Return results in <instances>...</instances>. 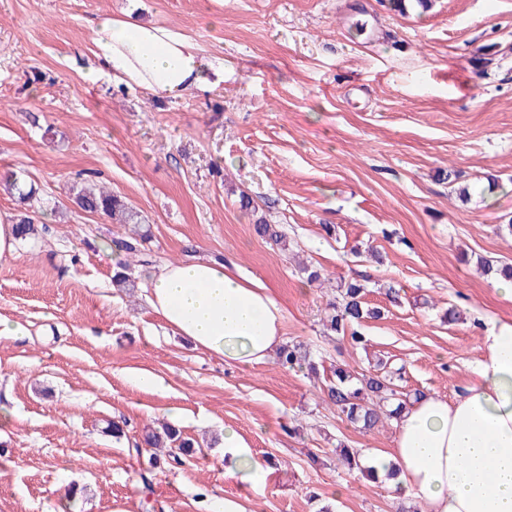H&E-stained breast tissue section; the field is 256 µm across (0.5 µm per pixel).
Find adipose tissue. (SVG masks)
Instances as JSON below:
<instances>
[{
  "mask_svg": "<svg viewBox=\"0 0 512 512\" xmlns=\"http://www.w3.org/2000/svg\"><path fill=\"white\" fill-rule=\"evenodd\" d=\"M97 65L160 96L224 85V66L207 60L184 35L132 17L91 23ZM148 300L192 349L238 367L265 362L285 342L284 313L258 280L230 264L199 257L167 261L148 274ZM474 381L454 400L421 397L394 421L391 450L370 452L378 476L395 471L393 491L423 512H512V322L495 321L481 338ZM224 475L258 487L272 471L233 429L224 431Z\"/></svg>",
  "mask_w": 512,
  "mask_h": 512,
  "instance_id": "1",
  "label": "adipose tissue"
}]
</instances>
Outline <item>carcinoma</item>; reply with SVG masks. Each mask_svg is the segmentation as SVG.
Here are the masks:
<instances>
[{
  "instance_id": "obj_1",
  "label": "carcinoma",
  "mask_w": 512,
  "mask_h": 512,
  "mask_svg": "<svg viewBox=\"0 0 512 512\" xmlns=\"http://www.w3.org/2000/svg\"><path fill=\"white\" fill-rule=\"evenodd\" d=\"M73 202L84 212L105 214L115 224L130 226L128 236L116 241V245L128 254L141 251L146 238L141 216L120 196L103 188L85 187L74 192ZM254 230L257 235L271 240L281 250L290 248L285 235L262 218L256 220ZM16 232L21 241L31 240L38 235L36 225L26 214L18 218ZM337 293L336 300L329 303L324 312L323 323L331 332L348 338L352 346L366 347L368 339L360 328L366 319L380 317L381 311L365 305L364 287L356 280L339 284ZM278 355L280 365L285 369L305 370L310 378L319 375L318 362L302 344L288 343L280 349ZM322 390L326 401L336 406L347 421L365 431L383 426L384 421L394 417L407 405L406 395L395 384L394 373L387 370V364L382 361L368 374L355 373L336 366L331 374L324 377ZM144 441L152 448L170 449L173 459L178 462L194 453L192 440L170 424H164L161 429L146 434ZM338 456L349 472L370 476V472L361 467L360 449L343 446L339 449Z\"/></svg>"
}]
</instances>
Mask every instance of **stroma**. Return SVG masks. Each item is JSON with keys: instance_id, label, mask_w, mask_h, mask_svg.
Instances as JSON below:
<instances>
[{"instance_id": "obj_1", "label": "stroma", "mask_w": 512, "mask_h": 512, "mask_svg": "<svg viewBox=\"0 0 512 512\" xmlns=\"http://www.w3.org/2000/svg\"><path fill=\"white\" fill-rule=\"evenodd\" d=\"M101 14L188 36L223 61V88L172 98L88 81ZM0 169L36 188L43 228L0 264V320L25 330L0 336V512H221L245 495L252 512H418L336 456L340 442L391 448L392 423L360 430L321 380L275 359L240 368L193 350L148 305L146 273L225 260L268 287L286 340L324 367L363 372L373 353L404 391L464 392L486 324L512 321L475 267L512 264V0L403 15L389 0H0ZM89 180L150 227L134 287L112 285L125 229L71 201ZM259 217L292 253L255 233ZM344 279L382 310L366 352L323 330ZM451 306L461 321L445 320ZM117 420L121 440L106 431ZM163 421L202 459L151 468L142 435ZM228 427L271 460L263 486L225 478Z\"/></svg>"}]
</instances>
